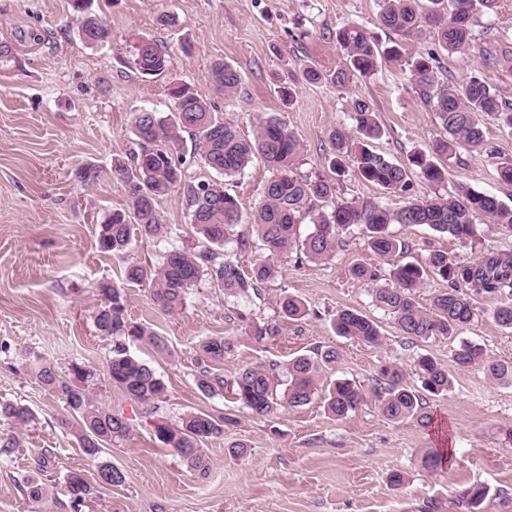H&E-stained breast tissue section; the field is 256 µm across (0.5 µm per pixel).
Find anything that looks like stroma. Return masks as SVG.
Segmentation results:
<instances>
[{
  "label": "stroma",
  "instance_id": "obj_1",
  "mask_svg": "<svg viewBox=\"0 0 512 512\" xmlns=\"http://www.w3.org/2000/svg\"><path fill=\"white\" fill-rule=\"evenodd\" d=\"M94 8L112 26L111 41L83 45L73 22L70 0H0V41L11 43V56L0 60V401L27 406L35 415L21 434L19 448L0 457V512H464L455 493L478 482L490 489L483 512H512V386L490 383L480 368H458L452 351L460 342L512 361V332L501 329L492 312L512 302V292L475 296L478 314L459 336L408 342L391 317L372 303V285L348 269L364 257L362 229L345 235L343 247L325 262L308 261L300 241L312 230L302 222L299 242L279 260V273L260 297L225 299L209 278L190 290L176 314L155 307L147 287L124 283L127 263H157L171 247L203 249L179 192L159 199L163 223L179 228L171 238L137 239L123 255L100 252L97 226L106 213L124 208L125 188L113 172L115 160L137 151L131 132L134 112L167 115L173 102L167 87L182 82L215 103L227 122L251 134L263 112L279 113L304 145L296 174L330 175L328 134L350 125V103L368 100L385 129L375 147L392 160L406 162L443 131L425 107L399 63L382 61L370 77H357L342 88L311 83L303 69L315 65L332 73L344 61L335 32L344 24L366 26L382 45L395 36L376 21L377 0H95ZM170 24H162L163 16ZM475 46L512 37V0L478 18ZM146 37L172 55L170 71L142 77L133 64L132 44ZM475 54L440 53L441 72L459 81L480 71L484 81L512 99V71L482 67ZM224 60L241 71L232 99L214 90L208 70ZM294 88L283 102L280 87ZM484 131L512 159V131L486 119ZM448 163V181L430 184L411 174L415 197L445 194L462 185L496 195L512 206V186L502 184L497 159L462 144ZM92 167L94 182L77 174ZM270 173L261 159L224 187L250 215L262 199ZM409 242L411 256L424 258L444 250L469 262L489 250L512 252V234L478 223L468 242L427 226L392 225ZM123 285L129 318L168 340L166 353L145 345L130 346L134 356L165 381L167 394L156 405L135 402L109 380L105 365L113 338L100 335L93 322L100 302L97 285ZM299 297L308 308L298 321L281 319L283 295ZM353 308L374 319L385 340L370 347L337 336V310ZM249 323L275 324L279 334L261 345L243 340ZM239 337L224 361L225 381L245 366L264 362L285 372L289 359L319 346L339 350L342 358L329 378L370 383L381 364L409 366L421 353L447 369L452 387L429 401L434 427L416 420L393 422L364 407L338 420L321 404L285 408L257 417L223 394L204 396L196 387L199 368L194 348L205 337ZM36 351L67 371L79 361L95 373L92 385L99 406L130 418L126 440L106 449L104 457L121 469L126 481L99 497L75 504L64 490L74 470L93 475L95 468L76 439L60 425L65 405L45 391L19 364L17 354ZM224 417L221 437L206 440L208 471L199 474L155 438L153 423L176 422L187 411ZM241 443L243 455L232 454ZM448 444L452 454L441 467L424 469L422 457ZM405 477L392 486L393 472ZM39 477L46 496L29 499L25 481Z\"/></svg>",
  "mask_w": 512,
  "mask_h": 512
}]
</instances>
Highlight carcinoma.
I'll list each match as a JSON object with an SVG mask.
<instances>
[{"mask_svg":"<svg viewBox=\"0 0 512 512\" xmlns=\"http://www.w3.org/2000/svg\"><path fill=\"white\" fill-rule=\"evenodd\" d=\"M379 25L405 39L430 35L438 50L466 55L474 49L473 28L478 15L495 8L497 0H377ZM79 24L80 38L90 44L112 39V27L98 19L93 0H71ZM336 44L346 53L343 67L330 80L343 88L354 77H367L377 71L379 60L403 57L402 45L395 42L381 51L373 33L357 23H348L335 34ZM486 66L512 70V39L504 38L481 52ZM133 63L144 76L168 72L171 54L159 44L141 39L134 45ZM411 84L421 102L435 112L444 137L427 151H416L407 163H395L378 152L373 142L383 135L372 105L358 99L351 102L350 126H335L329 133L331 165L337 176L351 171L387 192L409 191V171L415 169L430 184L447 181V161L456 155L460 142L483 150L490 158L497 150L483 133L484 121L492 118L512 129V101L502 97L480 77L471 75L457 84L438 75V55L420 54L406 60ZM209 79L215 89L230 98L241 84L240 70L216 61ZM173 112L162 117L141 110L133 113L132 133L139 149L127 164L115 165V172L126 187L127 206L109 213L98 225L97 247L104 253L125 252L139 237H163L177 229L162 223L157 199L171 191L183 195L190 224L206 242L203 250L173 248L155 264L132 263L126 267L128 283L149 288L153 304L176 314L187 300L189 290L205 275L233 298L260 296L262 285L277 275V262L295 242L301 216L309 215L314 229L303 240V253L313 261L333 257L344 244L342 233L352 227L365 228V249L376 258L371 263L357 260L350 268L354 278L374 282L375 306L389 314L402 336L427 340L435 336H455L476 316L473 296L498 294L512 289V252L487 251L469 263L453 260L448 252L431 250L422 261H409L410 246L389 231L393 224L426 225L433 231L457 240L476 236L475 221L485 219L496 229L512 233V207L496 196L460 187L445 195L411 198L392 210L372 199L336 201L334 178L317 175L302 178L294 173L295 161L304 151L302 141L276 113L261 115L254 124L253 137H242L224 121L214 105L186 84L169 88ZM215 172L217 178L192 182L182 168L186 152ZM261 157L272 176L250 220L252 234L261 244L264 257L245 274L225 250L232 229L242 223L238 201L224 190V178L242 173L255 157ZM431 275L448 287L424 305L417 293ZM101 303L94 326L104 336L118 339L107 362V375L132 400L147 404L167 393L164 380L145 362L130 354L126 343L143 342L164 352L166 339L146 326L128 321L123 288L110 282L99 284ZM281 314L285 320L307 315L304 302L284 296ZM496 324L512 331V303L493 310ZM340 336L365 345L379 346L383 336L378 324L355 309H340L334 319ZM275 325L251 324L245 334L255 344L277 336ZM230 336H207L196 346L200 365L195 378L202 394L223 392L224 377L214 366L233 351ZM340 359L335 349H316L288 362V379L279 378L275 368L262 363L239 371L232 382L231 395L241 406L259 417L281 408L303 407L315 400L337 419H343L363 406L376 408L390 421L414 419L422 427L432 423L426 399L406 381V369L398 364L380 366L368 386L351 379L323 384L325 374ZM21 360L35 380L65 404L69 417L61 424L72 431L79 448L94 463L96 477L88 480L80 470L70 472L65 489L76 504L97 497L101 490L125 483L124 473L102 454L108 445L118 443L131 432L130 419L119 412L97 405L89 389L94 372L82 363H73L65 374L36 353L24 352ZM453 362L468 368L479 365L487 378L498 385H512V362L493 359L484 350L463 344L452 355ZM411 373L425 391L439 395L451 388L448 371L434 358L420 355ZM32 411L18 403L0 402V454L19 446L18 432L33 421ZM224 433V417L189 411L179 421H155L154 435L191 469L204 474L208 456L203 441ZM490 489L481 484L457 491L458 503L466 512H481Z\"/></svg>","mask_w":512,"mask_h":512,"instance_id":"cac0c4a2","label":"carcinoma"}]
</instances>
